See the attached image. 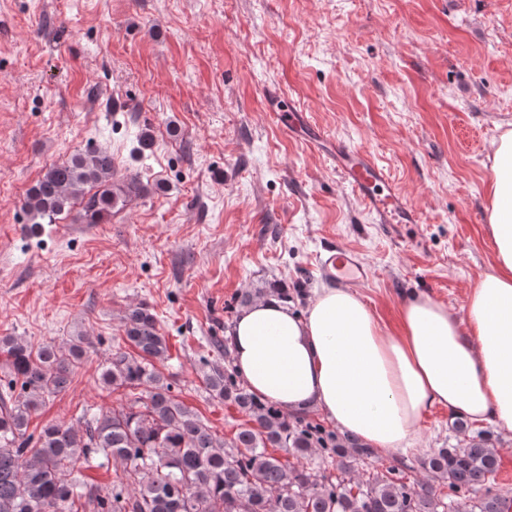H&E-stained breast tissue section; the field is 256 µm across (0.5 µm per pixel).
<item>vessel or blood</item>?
Masks as SVG:
<instances>
[{
  "label": "vessel or blood",
  "mask_w": 512,
  "mask_h": 512,
  "mask_svg": "<svg viewBox=\"0 0 512 512\" xmlns=\"http://www.w3.org/2000/svg\"><path fill=\"white\" fill-rule=\"evenodd\" d=\"M306 118L296 107H289L284 126L288 131L306 129L308 146L327 150L336 164L343 181L355 193L380 224H415L419 217L409 205L401 190L366 150L345 141H329L319 132L307 130ZM323 275L336 283L359 288L370 277L368 264L354 251L336 247L326 250L320 259Z\"/></svg>",
  "instance_id": "vessel-or-blood-1"
}]
</instances>
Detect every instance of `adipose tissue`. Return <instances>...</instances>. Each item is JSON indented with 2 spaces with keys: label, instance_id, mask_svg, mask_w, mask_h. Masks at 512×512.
<instances>
[{
  "label": "adipose tissue",
  "instance_id": "adipose-tissue-1",
  "mask_svg": "<svg viewBox=\"0 0 512 512\" xmlns=\"http://www.w3.org/2000/svg\"><path fill=\"white\" fill-rule=\"evenodd\" d=\"M488 194L493 262L464 316L417 294L392 334L346 288L319 289L302 314L270 294L229 331L244 386L291 413L319 410L382 454L414 450L434 407L512 431V130L494 144Z\"/></svg>",
  "mask_w": 512,
  "mask_h": 512
}]
</instances>
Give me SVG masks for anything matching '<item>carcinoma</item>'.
Segmentation results:
<instances>
[{
    "instance_id": "1",
    "label": "carcinoma",
    "mask_w": 512,
    "mask_h": 512,
    "mask_svg": "<svg viewBox=\"0 0 512 512\" xmlns=\"http://www.w3.org/2000/svg\"><path fill=\"white\" fill-rule=\"evenodd\" d=\"M76 202L86 224L103 223L121 205L111 155L81 152L50 167L22 207L32 223L53 224ZM124 332L135 353L113 352L98 382L125 390V399L76 425L48 424L36 437L27 433L30 416L67 388L91 340L79 334L36 347L0 339L8 364L0 390V512H512V496L495 489L497 449L464 417L453 425L466 444L419 459L423 477L411 484L397 465L385 474L359 471L372 450L357 437L291 419L249 392L235 370L212 367L202 372L210 396L247 417L226 441L173 395L157 368L170 359L169 345L147 305L129 309ZM314 454L336 462L339 476L305 467ZM82 459L121 461L107 495L70 478Z\"/></svg>"
}]
</instances>
